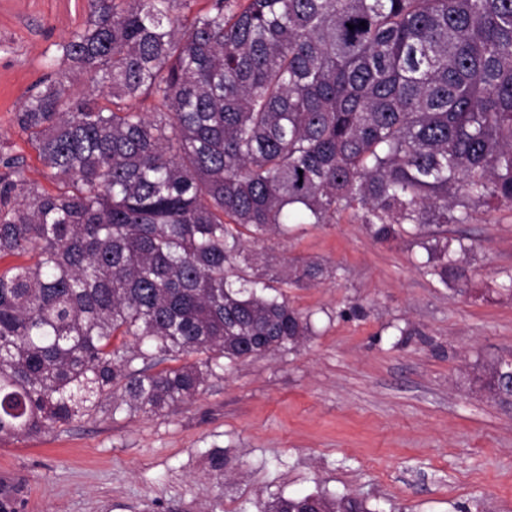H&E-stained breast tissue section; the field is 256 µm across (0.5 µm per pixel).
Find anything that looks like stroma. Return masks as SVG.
Here are the masks:
<instances>
[{
	"instance_id": "obj_1",
	"label": "stroma",
	"mask_w": 512,
	"mask_h": 512,
	"mask_svg": "<svg viewBox=\"0 0 512 512\" xmlns=\"http://www.w3.org/2000/svg\"><path fill=\"white\" fill-rule=\"evenodd\" d=\"M89 20L87 0H0V156L52 189L16 123ZM448 231L473 242L469 291L427 275L411 237L380 243L351 212L247 242L280 265L336 277L287 288L309 313L300 347L225 364L194 401L158 415H96L0 442L14 512H260L296 494L363 500L369 512H512V405L475 379L512 359V210ZM224 453L223 470L209 455Z\"/></svg>"
}]
</instances>
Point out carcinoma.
Masks as SVG:
<instances>
[{"label": "carcinoma", "instance_id": "carcinoma-1", "mask_svg": "<svg viewBox=\"0 0 512 512\" xmlns=\"http://www.w3.org/2000/svg\"><path fill=\"white\" fill-rule=\"evenodd\" d=\"M88 2L16 116L55 191L0 175V260L34 259L0 271V440L109 399L158 414L221 358L300 344L310 318L282 287L336 271L281 274L245 235L345 211L379 242L411 226L427 273L467 291L472 246L429 227L512 207V0H207L191 17L193 0ZM72 68L108 104L75 97ZM510 369H485L493 400ZM262 512L370 510L307 494Z\"/></svg>", "mask_w": 512, "mask_h": 512}]
</instances>
